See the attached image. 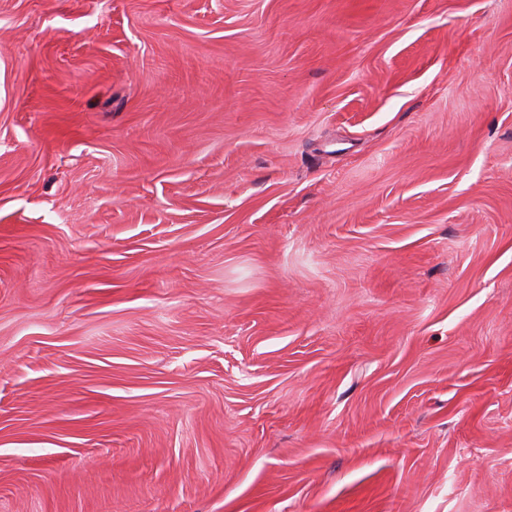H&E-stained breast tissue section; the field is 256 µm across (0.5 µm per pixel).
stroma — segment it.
<instances>
[{
    "mask_svg": "<svg viewBox=\"0 0 512 512\" xmlns=\"http://www.w3.org/2000/svg\"><path fill=\"white\" fill-rule=\"evenodd\" d=\"M0 512H512V0H0Z\"/></svg>",
    "mask_w": 512,
    "mask_h": 512,
    "instance_id": "1",
    "label": "stroma"
}]
</instances>
